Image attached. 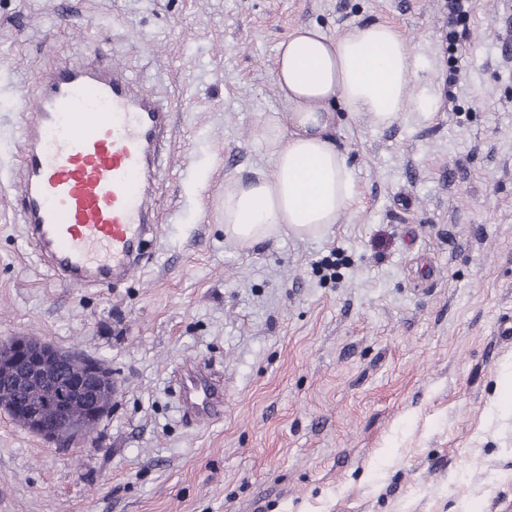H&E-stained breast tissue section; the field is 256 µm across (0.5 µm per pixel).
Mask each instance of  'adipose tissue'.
I'll list each match as a JSON object with an SVG mask.
<instances>
[{"label": "adipose tissue", "instance_id": "obj_1", "mask_svg": "<svg viewBox=\"0 0 512 512\" xmlns=\"http://www.w3.org/2000/svg\"><path fill=\"white\" fill-rule=\"evenodd\" d=\"M416 59L410 40L382 22L332 35L314 25L295 29L278 46L272 75L283 112L252 129L272 175L224 180L223 223L242 247L288 232L303 238L328 231L351 211L356 188L336 144V109L387 128L414 106Z\"/></svg>", "mask_w": 512, "mask_h": 512}]
</instances>
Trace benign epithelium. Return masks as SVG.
<instances>
[{
    "label": "benign epithelium",
    "instance_id": "1",
    "mask_svg": "<svg viewBox=\"0 0 512 512\" xmlns=\"http://www.w3.org/2000/svg\"><path fill=\"white\" fill-rule=\"evenodd\" d=\"M0 378L19 389L40 390L39 400L19 402L10 414L30 432L59 444L92 433L111 411L116 392L101 362L28 336L0 342Z\"/></svg>",
    "mask_w": 512,
    "mask_h": 512
}]
</instances>
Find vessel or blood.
Listing matches in <instances>:
<instances>
[{
	"mask_svg": "<svg viewBox=\"0 0 512 512\" xmlns=\"http://www.w3.org/2000/svg\"><path fill=\"white\" fill-rule=\"evenodd\" d=\"M20 177L13 190L28 245L70 288L126 279L144 263L156 157L172 112L117 62L93 53L52 60L36 90L19 91ZM179 401L195 424L224 408V377L187 363Z\"/></svg>",
	"mask_w": 512,
	"mask_h": 512,
	"instance_id": "b4317fda",
	"label": "vessel or blood"
}]
</instances>
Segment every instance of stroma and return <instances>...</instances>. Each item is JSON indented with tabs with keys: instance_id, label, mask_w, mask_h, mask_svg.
Returning <instances> with one entry per match:
<instances>
[{
	"instance_id": "35a3bbf8",
	"label": "stroma",
	"mask_w": 512,
	"mask_h": 512,
	"mask_svg": "<svg viewBox=\"0 0 512 512\" xmlns=\"http://www.w3.org/2000/svg\"><path fill=\"white\" fill-rule=\"evenodd\" d=\"M368 21L410 38L416 108L384 129L340 113L358 203L329 232L239 247L224 180L273 172L250 131L282 108L280 42ZM94 49L172 106L161 236L117 287L64 288L0 191V342L117 384L69 445L0 409V512H512V0L453 26L447 0H0V183L15 90ZM185 360L224 372L209 424L181 411Z\"/></svg>"
}]
</instances>
